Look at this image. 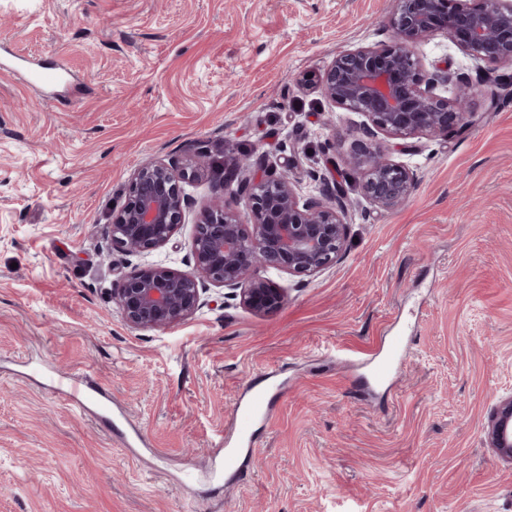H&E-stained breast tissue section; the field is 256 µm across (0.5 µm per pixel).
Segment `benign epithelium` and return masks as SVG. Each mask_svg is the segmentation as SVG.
Masks as SVG:
<instances>
[{
  "label": "benign epithelium",
  "mask_w": 512,
  "mask_h": 512,
  "mask_svg": "<svg viewBox=\"0 0 512 512\" xmlns=\"http://www.w3.org/2000/svg\"><path fill=\"white\" fill-rule=\"evenodd\" d=\"M391 45L358 48L338 55L321 79V93L338 108L367 118L356 129L354 152L346 160L349 178L326 191V200L304 198L290 167L268 166L265 156L224 159L227 181L239 170L246 177L224 206L196 225L195 272L145 264L115 280L112 302L133 329H160L185 321L201 306L202 284L210 281L233 291L240 303L260 313L278 308L284 292L260 275L274 267L296 276H312L345 253L349 229L350 179L378 208L407 202L416 174L364 142L385 133L396 138L418 134L446 136L465 123L467 105L479 81L456 80L448 99L438 94L451 77H426L414 47L434 32L465 54L489 66L512 62V0H393ZM198 171L164 162L139 168L127 187L122 207L112 211L108 232L113 245L141 254L167 245L182 223L188 204L183 183ZM244 201L251 229L232 205ZM488 447L512 463V395L500 400L485 425Z\"/></svg>",
  "instance_id": "7a95c632"
}]
</instances>
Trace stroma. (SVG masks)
Wrapping results in <instances>:
<instances>
[{
	"instance_id": "obj_1",
	"label": "stroma",
	"mask_w": 512,
	"mask_h": 512,
	"mask_svg": "<svg viewBox=\"0 0 512 512\" xmlns=\"http://www.w3.org/2000/svg\"><path fill=\"white\" fill-rule=\"evenodd\" d=\"M391 0H0V44L75 75L66 104L0 74V512H512V465L484 425L512 394V63L477 71L442 34L425 71L480 74L466 125L378 135L416 173L402 206L349 192L348 249L258 314L207 285L164 329H133L118 273L189 272L225 155L311 174L349 157L362 117L332 106L336 55L392 41ZM190 168L172 240L130 256L107 236L136 169ZM402 338L389 379L363 352ZM110 397L77 409L54 374ZM268 417L241 476L208 472L233 406Z\"/></svg>"
}]
</instances>
